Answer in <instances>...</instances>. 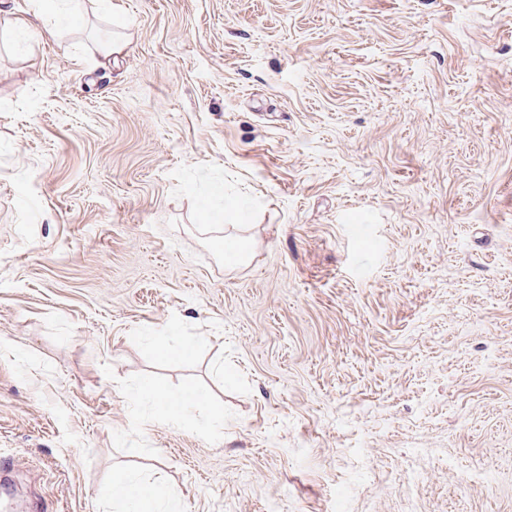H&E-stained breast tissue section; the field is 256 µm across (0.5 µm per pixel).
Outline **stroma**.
<instances>
[{
	"label": "stroma",
	"instance_id": "35a3bbf8",
	"mask_svg": "<svg viewBox=\"0 0 512 512\" xmlns=\"http://www.w3.org/2000/svg\"><path fill=\"white\" fill-rule=\"evenodd\" d=\"M45 5L0 0V512H512V0ZM114 491L126 499L129 503L127 511H138V512H153V511H164V512H181L179 508V499L177 495L168 489L160 487L159 496L157 498H146L135 500L134 493L136 492V484L129 481L123 475H118L114 484ZM162 499V509L155 510L153 507L154 501ZM132 509V510H130Z\"/></svg>",
	"mask_w": 512,
	"mask_h": 512
}]
</instances>
